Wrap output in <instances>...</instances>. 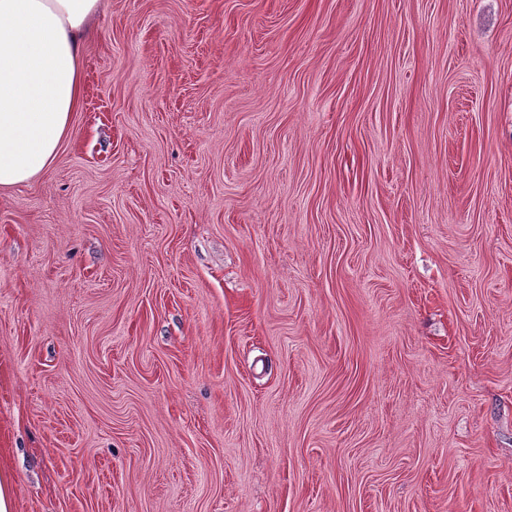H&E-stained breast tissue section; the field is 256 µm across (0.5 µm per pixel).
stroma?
Here are the masks:
<instances>
[{"mask_svg":"<svg viewBox=\"0 0 512 512\" xmlns=\"http://www.w3.org/2000/svg\"><path fill=\"white\" fill-rule=\"evenodd\" d=\"M0 191L13 512H512V0H103Z\"/></svg>","mask_w":512,"mask_h":512,"instance_id":"stroma-1","label":"stroma"}]
</instances>
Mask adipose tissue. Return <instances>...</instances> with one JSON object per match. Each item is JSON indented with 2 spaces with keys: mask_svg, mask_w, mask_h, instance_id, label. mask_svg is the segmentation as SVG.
I'll return each instance as SVG.
<instances>
[{
  "mask_svg": "<svg viewBox=\"0 0 512 512\" xmlns=\"http://www.w3.org/2000/svg\"><path fill=\"white\" fill-rule=\"evenodd\" d=\"M101 0H0V189L48 173L83 96Z\"/></svg>",
  "mask_w": 512,
  "mask_h": 512,
  "instance_id": "1",
  "label": "adipose tissue"
}]
</instances>
